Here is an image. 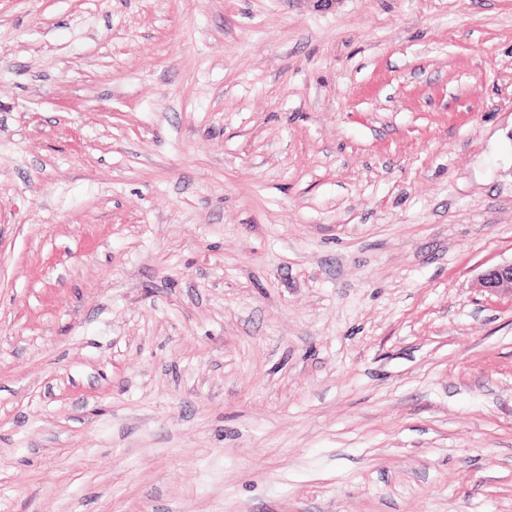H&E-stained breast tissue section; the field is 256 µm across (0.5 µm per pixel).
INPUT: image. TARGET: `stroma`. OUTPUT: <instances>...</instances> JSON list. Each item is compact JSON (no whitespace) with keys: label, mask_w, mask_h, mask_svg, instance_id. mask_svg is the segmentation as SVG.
Instances as JSON below:
<instances>
[{"label":"stroma","mask_w":512,"mask_h":512,"mask_svg":"<svg viewBox=\"0 0 512 512\" xmlns=\"http://www.w3.org/2000/svg\"><path fill=\"white\" fill-rule=\"evenodd\" d=\"M512 0H0V512H512ZM479 281L481 287L489 292L506 291L512 296V261L486 270L480 275Z\"/></svg>","instance_id":"35a3bbf8"}]
</instances>
